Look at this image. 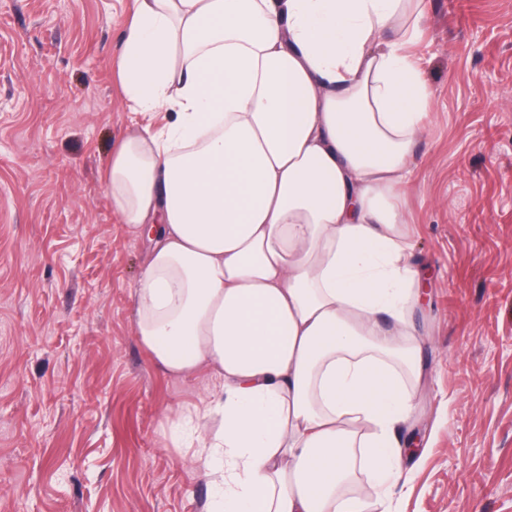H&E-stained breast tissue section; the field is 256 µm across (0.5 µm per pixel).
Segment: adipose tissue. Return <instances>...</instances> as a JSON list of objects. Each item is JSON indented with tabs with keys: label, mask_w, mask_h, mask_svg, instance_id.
Wrapping results in <instances>:
<instances>
[{
	"label": "adipose tissue",
	"mask_w": 512,
	"mask_h": 512,
	"mask_svg": "<svg viewBox=\"0 0 512 512\" xmlns=\"http://www.w3.org/2000/svg\"><path fill=\"white\" fill-rule=\"evenodd\" d=\"M425 17V0H134L122 93L170 118L121 139L107 184L119 223L154 236L140 342L173 377L210 374L206 414L171 417L202 442L210 512H393L423 378L402 206Z\"/></svg>",
	"instance_id": "obj_1"
}]
</instances>
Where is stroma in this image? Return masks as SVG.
<instances>
[{"label": "stroma", "mask_w": 512, "mask_h": 512, "mask_svg": "<svg viewBox=\"0 0 512 512\" xmlns=\"http://www.w3.org/2000/svg\"><path fill=\"white\" fill-rule=\"evenodd\" d=\"M404 231L424 367L395 512H512V0H427ZM132 0H0V512H207L165 416L209 378L140 343L151 249L112 213Z\"/></svg>", "instance_id": "1"}]
</instances>
